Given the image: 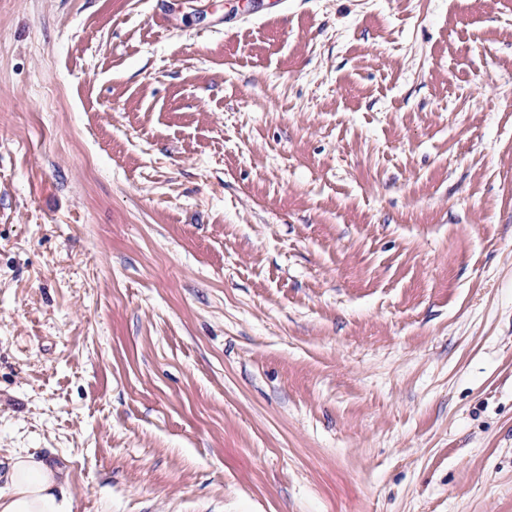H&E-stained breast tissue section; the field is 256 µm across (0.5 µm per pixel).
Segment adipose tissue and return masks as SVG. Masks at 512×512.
Instances as JSON below:
<instances>
[{"label": "adipose tissue", "mask_w": 512, "mask_h": 512, "mask_svg": "<svg viewBox=\"0 0 512 512\" xmlns=\"http://www.w3.org/2000/svg\"><path fill=\"white\" fill-rule=\"evenodd\" d=\"M6 493H0V512H71L57 488L64 478L60 468L30 453L14 454L4 474Z\"/></svg>", "instance_id": "ef3b65f1"}]
</instances>
